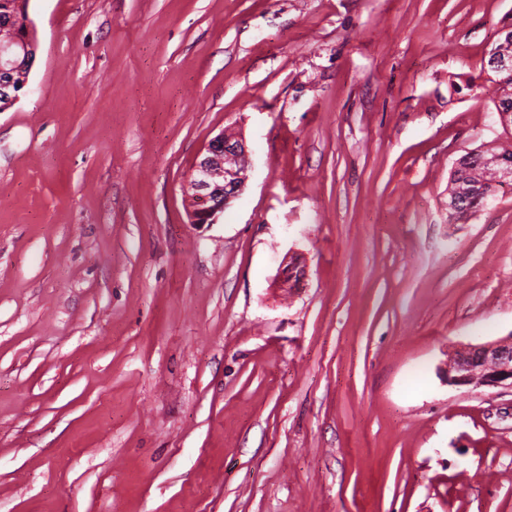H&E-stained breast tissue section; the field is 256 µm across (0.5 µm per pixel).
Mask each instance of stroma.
<instances>
[{
	"label": "stroma",
	"instance_id": "35a3bbf8",
	"mask_svg": "<svg viewBox=\"0 0 512 512\" xmlns=\"http://www.w3.org/2000/svg\"><path fill=\"white\" fill-rule=\"evenodd\" d=\"M0 112V512H512V0H31ZM251 169L217 223L208 141ZM504 50L506 52L511 53V55L507 54L506 52H503L499 48H494L492 52L489 55L490 64L494 69L499 71H509L510 73H503L495 71L490 65H489V59H488V66L492 71L500 75L499 78V85H500V91L501 94L499 96L498 102L495 103V110L497 113H507V121L509 126H512V48L511 45H507ZM501 121L503 125H507L506 121V115L501 114ZM250 164L248 150L241 137L224 130L208 142L187 182L191 224H215L224 209L246 187ZM496 155L500 160H494ZM460 158L463 159V174L448 184V202L453 198L465 200L463 205L467 210L462 208L450 217L455 221H466L484 206L488 198L494 197L498 186L506 182L512 184V150L505 148L489 155L467 153ZM446 383L451 388H506L512 391V334L448 351Z\"/></svg>",
	"mask_w": 512,
	"mask_h": 512
}]
</instances>
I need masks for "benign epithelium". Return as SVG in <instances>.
<instances>
[{"label": "benign epithelium", "instance_id": "7a95c632", "mask_svg": "<svg viewBox=\"0 0 512 512\" xmlns=\"http://www.w3.org/2000/svg\"><path fill=\"white\" fill-rule=\"evenodd\" d=\"M29 51L28 41L12 37L0 42V109L7 110L19 98L13 73L14 45ZM490 64L512 72V55L494 48ZM250 164L242 138L222 131L208 142L187 182L190 220L196 226L217 222L224 209L246 187ZM446 383L451 388H506L512 390V334L478 344H461L448 352Z\"/></svg>", "mask_w": 512, "mask_h": 512}]
</instances>
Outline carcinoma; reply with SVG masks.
Listing matches in <instances>:
<instances>
[{
    "mask_svg": "<svg viewBox=\"0 0 512 512\" xmlns=\"http://www.w3.org/2000/svg\"><path fill=\"white\" fill-rule=\"evenodd\" d=\"M29 0H0V41L10 38L13 33H25L24 27L12 30L8 24H16L28 16ZM501 94L495 103L498 113L508 114V124L512 126V73H500ZM463 174L448 185V200L464 199L465 209L453 215L457 221H466L480 210L488 198L495 195L497 187L504 183L512 184V150L503 149L496 154H472L462 156Z\"/></svg>",
    "mask_w": 512,
    "mask_h": 512,
    "instance_id": "obj_1",
    "label": "carcinoma"
}]
</instances>
